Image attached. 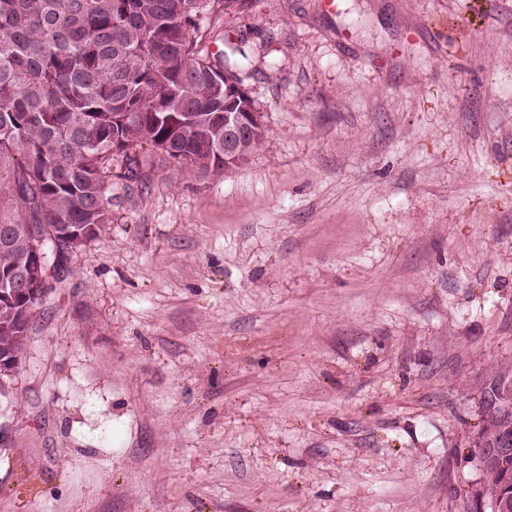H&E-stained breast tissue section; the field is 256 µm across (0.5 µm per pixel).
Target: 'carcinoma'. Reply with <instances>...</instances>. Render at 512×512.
Segmentation results:
<instances>
[{
  "instance_id": "carcinoma-1",
  "label": "carcinoma",
  "mask_w": 512,
  "mask_h": 512,
  "mask_svg": "<svg viewBox=\"0 0 512 512\" xmlns=\"http://www.w3.org/2000/svg\"><path fill=\"white\" fill-rule=\"evenodd\" d=\"M238 0H0V283L37 265L28 228L39 224L44 252L70 248L67 228L94 241L112 222L106 169L112 155L146 144L200 173L243 161L262 143V115L231 162L224 126L207 117L231 108L255 112L251 98L224 94L244 83L235 56L242 46L210 53L193 39L196 18ZM222 76L224 88L210 82ZM36 297H0V375L26 350ZM475 440L483 498L512 512V365L482 389Z\"/></svg>"
}]
</instances>
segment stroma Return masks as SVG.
<instances>
[{
	"mask_svg": "<svg viewBox=\"0 0 512 512\" xmlns=\"http://www.w3.org/2000/svg\"><path fill=\"white\" fill-rule=\"evenodd\" d=\"M205 14L260 147L125 177L0 376V512H466L512 364V0Z\"/></svg>",
	"mask_w": 512,
	"mask_h": 512,
	"instance_id": "stroma-1",
	"label": "stroma"
}]
</instances>
